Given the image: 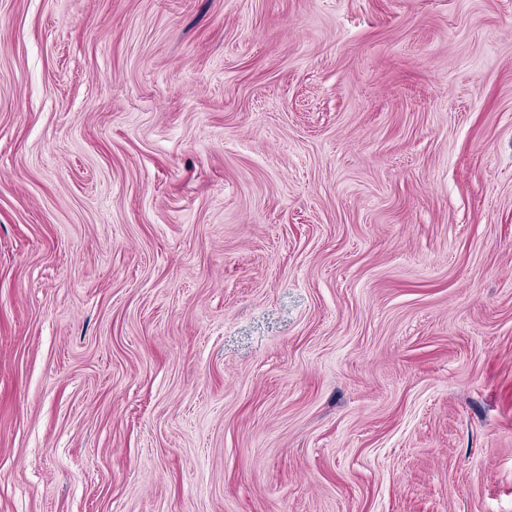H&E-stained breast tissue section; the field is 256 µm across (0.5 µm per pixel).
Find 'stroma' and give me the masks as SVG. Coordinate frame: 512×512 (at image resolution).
<instances>
[{
    "label": "stroma",
    "mask_w": 512,
    "mask_h": 512,
    "mask_svg": "<svg viewBox=\"0 0 512 512\" xmlns=\"http://www.w3.org/2000/svg\"><path fill=\"white\" fill-rule=\"evenodd\" d=\"M0 512H512V0H0Z\"/></svg>",
    "instance_id": "obj_1"
}]
</instances>
